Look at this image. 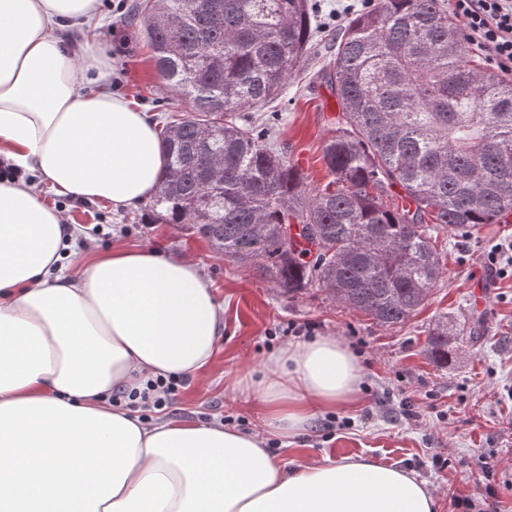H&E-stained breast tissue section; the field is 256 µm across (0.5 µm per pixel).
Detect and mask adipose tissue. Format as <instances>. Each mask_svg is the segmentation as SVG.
Returning a JSON list of instances; mask_svg holds the SVG:
<instances>
[{
  "label": "adipose tissue",
  "mask_w": 512,
  "mask_h": 512,
  "mask_svg": "<svg viewBox=\"0 0 512 512\" xmlns=\"http://www.w3.org/2000/svg\"><path fill=\"white\" fill-rule=\"evenodd\" d=\"M98 12L0 0V154L56 195L120 211L158 191L165 160L151 114L104 91L109 56L56 33ZM80 235L35 184L0 181V512H437L403 468L359 456L288 470L271 452L359 406L362 366L334 336L225 380L256 417L249 432L112 406L147 379L210 368L224 306L178 254L116 245L70 270Z\"/></svg>",
  "instance_id": "obj_1"
}]
</instances>
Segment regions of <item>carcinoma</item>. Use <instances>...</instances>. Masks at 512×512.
<instances>
[{"instance_id":"1","label":"carcinoma","mask_w":512,"mask_h":512,"mask_svg":"<svg viewBox=\"0 0 512 512\" xmlns=\"http://www.w3.org/2000/svg\"><path fill=\"white\" fill-rule=\"evenodd\" d=\"M130 23L189 103L158 117L165 171L154 207L290 297L318 286L381 326L400 325L445 275L435 225L465 233L512 212V82L474 64L445 0H373L321 69L336 93L309 189L239 113L273 102L304 62L309 0H135ZM407 204H384L391 188ZM448 322L429 354L448 364Z\"/></svg>"}]
</instances>
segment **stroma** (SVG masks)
Here are the masks:
<instances>
[{
  "mask_svg": "<svg viewBox=\"0 0 512 512\" xmlns=\"http://www.w3.org/2000/svg\"><path fill=\"white\" fill-rule=\"evenodd\" d=\"M131 0H101L104 20L93 35L112 60L108 92L136 108L186 110L180 93L155 68L152 51L125 14ZM352 0H316L320 22L304 68L295 72L257 123L272 128L279 151L305 176L308 188L328 181L322 148L334 135L339 107L319 70L340 27L336 17ZM66 223L81 227V248L100 252L117 244L183 255L196 262L224 304V334L213 366L180 386L164 415L188 422L221 421L247 432L248 408L224 390L225 378L261 368L290 342L338 336L359 358L365 381L357 409L318 415L280 458L286 466L322 457L367 455L414 471L441 495L439 512H455L453 497L481 500L494 492L500 512H512V273L487 260L492 244L512 236V213L467 233L442 227L447 272L427 305L408 322L386 327L350 311L313 288L288 297L253 270L225 262L185 225L161 219L151 203L113 210L105 201L48 195ZM496 280L484 313L470 307L469 287L482 274ZM455 330L459 351L448 364L428 354L438 319ZM477 341H469L470 329Z\"/></svg>",
  "mask_w": 512,
  "mask_h": 512,
  "instance_id": "stroma-1",
  "label": "stroma"
}]
</instances>
